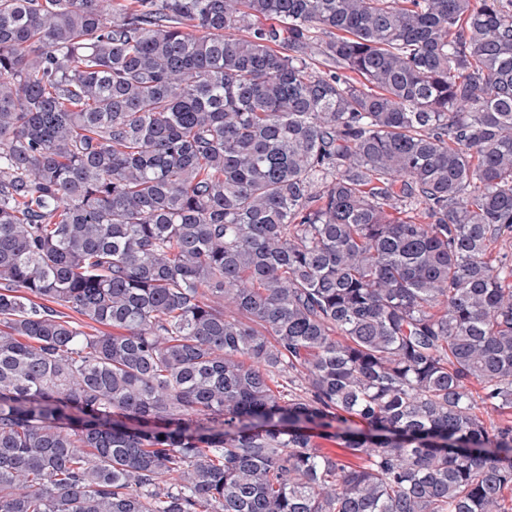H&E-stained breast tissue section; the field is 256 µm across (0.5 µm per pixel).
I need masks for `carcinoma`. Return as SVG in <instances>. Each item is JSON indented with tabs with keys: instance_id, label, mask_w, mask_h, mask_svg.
<instances>
[{
	"instance_id": "1",
	"label": "carcinoma",
	"mask_w": 512,
	"mask_h": 512,
	"mask_svg": "<svg viewBox=\"0 0 512 512\" xmlns=\"http://www.w3.org/2000/svg\"><path fill=\"white\" fill-rule=\"evenodd\" d=\"M505 233L512 0H0V512H512Z\"/></svg>"
}]
</instances>
